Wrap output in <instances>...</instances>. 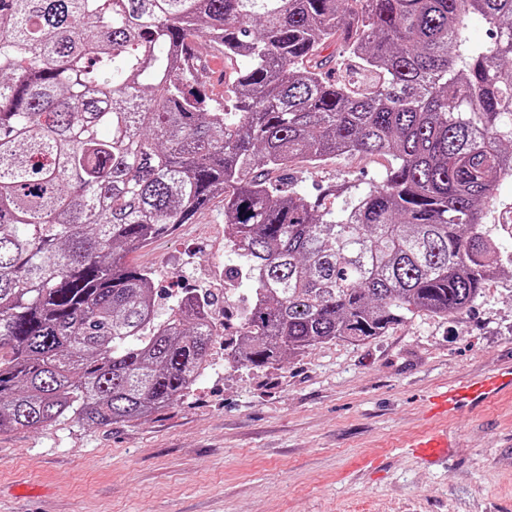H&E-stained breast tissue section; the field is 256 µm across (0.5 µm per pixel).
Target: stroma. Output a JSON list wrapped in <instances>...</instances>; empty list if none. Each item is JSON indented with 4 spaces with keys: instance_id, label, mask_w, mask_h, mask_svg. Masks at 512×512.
<instances>
[{
    "instance_id": "1",
    "label": "stroma",
    "mask_w": 512,
    "mask_h": 512,
    "mask_svg": "<svg viewBox=\"0 0 512 512\" xmlns=\"http://www.w3.org/2000/svg\"><path fill=\"white\" fill-rule=\"evenodd\" d=\"M380 155L278 172L325 194L380 184ZM154 273L156 308L181 289L250 295L225 281L224 200L131 253ZM190 394L147 420L0 433V512H512V396L449 420L456 446L428 466L405 449L434 427L427 401L512 365V268L468 312L422 315L362 344L336 341L278 369H234L216 340Z\"/></svg>"
}]
</instances>
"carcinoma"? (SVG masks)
<instances>
[{"mask_svg":"<svg viewBox=\"0 0 512 512\" xmlns=\"http://www.w3.org/2000/svg\"><path fill=\"white\" fill-rule=\"evenodd\" d=\"M215 47L219 97L189 54ZM331 154L392 163L338 210L273 177ZM507 178L512 0H0V433L188 396L211 301L157 318L126 257L214 196L253 285L224 361L275 368L468 311L512 264L484 224ZM465 26L470 41L474 44H485L490 41L492 26L481 15L471 14L465 19Z\"/></svg>","mask_w":512,"mask_h":512,"instance_id":"carcinoma-1","label":"carcinoma"}]
</instances>
